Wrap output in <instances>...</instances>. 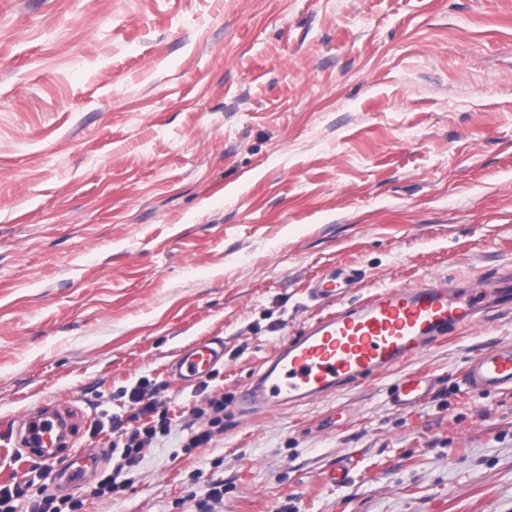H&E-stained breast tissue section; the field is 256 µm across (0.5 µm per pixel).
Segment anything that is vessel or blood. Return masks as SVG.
Listing matches in <instances>:
<instances>
[{"mask_svg":"<svg viewBox=\"0 0 512 512\" xmlns=\"http://www.w3.org/2000/svg\"><path fill=\"white\" fill-rule=\"evenodd\" d=\"M358 282L349 265L327 268L310 281V296L326 306V313L276 350L269 366L238 391L239 405L270 410L377 379L450 333L471 328L491 313L512 310V268L508 267L478 281L387 289L362 303L336 307V300L350 294ZM223 355L212 340L197 341L180 354L170 373L179 381L204 377ZM429 385L424 375L404 377L397 385L396 400L404 407L415 406L428 394ZM464 385L476 394L512 391V346L481 349L465 373ZM69 430L63 414L41 408L27 411L11 434L16 446L54 463L57 475L67 476L70 488L76 489L98 457L92 452H62Z\"/></svg>","mask_w":512,"mask_h":512,"instance_id":"b4317fda","label":"vessel or blood"}]
</instances>
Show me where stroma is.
Segmentation results:
<instances>
[{"label":"stroma","instance_id":"obj_1","mask_svg":"<svg viewBox=\"0 0 512 512\" xmlns=\"http://www.w3.org/2000/svg\"><path fill=\"white\" fill-rule=\"evenodd\" d=\"M333 263L349 304L512 266V0H0V484L41 467L3 445L40 407L111 466L94 424L147 381L170 430L86 512H201L215 483L210 512H512V392L462 387L512 312L239 409ZM201 338L223 360L175 382ZM412 373L434 390L395 406ZM208 393L224 431L185 450Z\"/></svg>","mask_w":512,"mask_h":512}]
</instances>
